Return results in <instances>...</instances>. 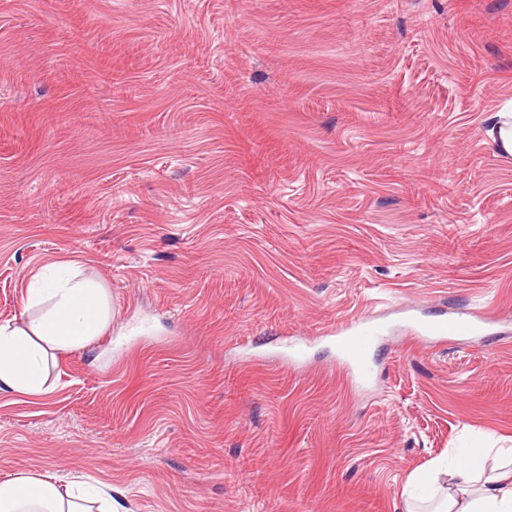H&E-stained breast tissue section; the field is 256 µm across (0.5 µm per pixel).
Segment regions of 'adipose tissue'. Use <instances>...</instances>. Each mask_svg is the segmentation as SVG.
Listing matches in <instances>:
<instances>
[{"instance_id":"ef3b65f1","label":"adipose tissue","mask_w":512,"mask_h":512,"mask_svg":"<svg viewBox=\"0 0 512 512\" xmlns=\"http://www.w3.org/2000/svg\"><path fill=\"white\" fill-rule=\"evenodd\" d=\"M22 324H0V389L37 392L48 355L88 346L112 321L111 294L81 267L29 290ZM422 494L406 495L401 512H512V470L481 472L478 457L433 462ZM0 512H91L76 482L19 475L0 482Z\"/></svg>"}]
</instances>
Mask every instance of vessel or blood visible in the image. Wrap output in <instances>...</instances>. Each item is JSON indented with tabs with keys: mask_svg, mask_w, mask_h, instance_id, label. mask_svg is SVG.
I'll list each match as a JSON object with an SVG mask.
<instances>
[{
	"mask_svg": "<svg viewBox=\"0 0 512 512\" xmlns=\"http://www.w3.org/2000/svg\"><path fill=\"white\" fill-rule=\"evenodd\" d=\"M496 324V317L489 313L474 315L461 312L445 319L418 323L416 333L419 337L433 342H442L451 337L478 341L491 334ZM384 331V324L367 316L355 317L336 328L337 358L355 378L370 379L374 351Z\"/></svg>",
	"mask_w": 512,
	"mask_h": 512,
	"instance_id": "vessel-or-blood-1",
	"label": "vessel or blood"
}]
</instances>
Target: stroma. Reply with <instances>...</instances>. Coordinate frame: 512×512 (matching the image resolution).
Returning <instances> with one entry per match:
<instances>
[{"instance_id": "1", "label": "stroma", "mask_w": 512, "mask_h": 512, "mask_svg": "<svg viewBox=\"0 0 512 512\" xmlns=\"http://www.w3.org/2000/svg\"><path fill=\"white\" fill-rule=\"evenodd\" d=\"M511 100L512 0H0V323L65 262L116 306L0 390V481L396 512L433 460L511 446ZM487 307L479 344L408 329ZM360 315L387 333L356 384L321 333ZM491 136L499 151L512 155V107L505 106L490 116Z\"/></svg>"}]
</instances>
